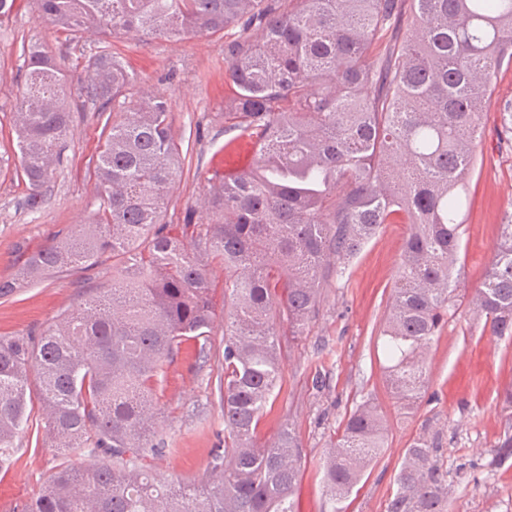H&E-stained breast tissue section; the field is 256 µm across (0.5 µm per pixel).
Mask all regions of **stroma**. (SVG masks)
<instances>
[{
  "label": "stroma",
  "mask_w": 512,
  "mask_h": 512,
  "mask_svg": "<svg viewBox=\"0 0 512 512\" xmlns=\"http://www.w3.org/2000/svg\"><path fill=\"white\" fill-rule=\"evenodd\" d=\"M238 34L235 27L180 40L116 34L106 45L138 78L127 93L129 100L162 93L171 101L173 131L184 161L181 181L167 205V223H181L191 207L198 220L206 219L198 203L215 171L223 169L226 151L236 143L234 132L224 128V44ZM33 36L68 73L77 109L63 163L44 188L38 209L28 208L24 182L12 171L0 173V281L18 282L11 294L0 296V335L8 336L40 335L61 315L76 310L87 290L112 285L108 262L33 281L19 276L20 250L71 234L97 209L94 167L108 119L87 93L90 60L104 45L93 35L78 44L66 41L38 20L31 0H16L12 15L0 22V153L12 149V117L25 74L21 44ZM507 100H512V66L496 73L481 116L456 266L462 297L428 352L429 385L422 398L411 408L397 407L386 389L379 348L406 225H382L351 259L343 280L327 278L309 330L285 343L281 379L261 418L258 439L268 441L282 425L294 427L304 466L301 512H321L319 463L346 413L370 395L386 416V448L348 498L347 512H386L404 451L427 427L442 436L448 512H512V459L492 461L499 438L512 434V409L499 399L503 388L512 384V336L493 335L476 321L469 306L498 242L503 215L512 211V148L497 145L499 105ZM223 352L224 328L219 325L208 353L184 342L167 369L158 405L165 451L155 465L168 478L194 482L224 450L217 395ZM56 463V451L41 425V409L33 407L18 451L11 464L0 469V512H20L38 495Z\"/></svg>",
  "instance_id": "stroma-1"
}]
</instances>
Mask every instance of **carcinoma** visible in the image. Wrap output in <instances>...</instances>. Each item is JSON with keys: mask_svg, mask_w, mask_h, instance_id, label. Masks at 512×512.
I'll return each mask as SVG.
<instances>
[{"mask_svg": "<svg viewBox=\"0 0 512 512\" xmlns=\"http://www.w3.org/2000/svg\"><path fill=\"white\" fill-rule=\"evenodd\" d=\"M40 20L74 41L116 32L182 39L242 28L224 44V131L255 147L238 173H215L207 222L164 221L182 173L170 99L120 105L96 163L99 206L73 237L23 254L28 279L112 260V287L39 338L0 336V469L29 428L30 376L47 435L62 455L21 512H299L300 443L256 428L281 377L283 336L315 318L327 271L346 266L384 224L409 225L381 330L385 381L408 407L428 384L427 353L456 311L454 276L480 114L496 72L512 65V0H32ZM15 112L28 205L42 202L72 124L66 81L40 41L21 45ZM136 82L123 59L97 53L99 111ZM498 143L512 145V101ZM224 266V454L198 482L174 485L147 459L162 453L158 390L184 341L210 345L217 319L210 265ZM474 313L512 336V213ZM375 399L349 413L321 460L325 512L344 502L385 451ZM442 437L426 429L405 450L386 512H448ZM97 457L89 465L71 458Z\"/></svg>", "mask_w": 512, "mask_h": 512, "instance_id": "1", "label": "carcinoma"}]
</instances>
